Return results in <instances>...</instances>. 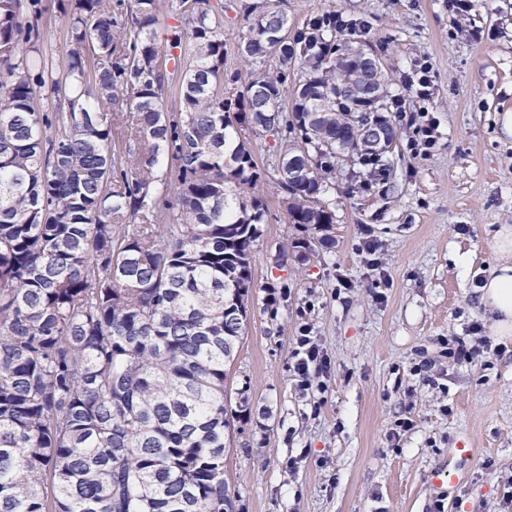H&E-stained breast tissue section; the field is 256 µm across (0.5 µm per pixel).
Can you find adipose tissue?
<instances>
[{
  "mask_svg": "<svg viewBox=\"0 0 512 512\" xmlns=\"http://www.w3.org/2000/svg\"><path fill=\"white\" fill-rule=\"evenodd\" d=\"M502 260L479 289L480 302L495 317L502 336L512 335V226L503 225L496 234Z\"/></svg>",
  "mask_w": 512,
  "mask_h": 512,
  "instance_id": "adipose-tissue-1",
  "label": "adipose tissue"
}]
</instances>
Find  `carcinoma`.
Returning <instances> with one entry per match:
<instances>
[{"label":"carcinoma","mask_w":512,"mask_h":512,"mask_svg":"<svg viewBox=\"0 0 512 512\" xmlns=\"http://www.w3.org/2000/svg\"><path fill=\"white\" fill-rule=\"evenodd\" d=\"M281 2L240 0L248 76L228 90L223 0H68L60 80L22 0H0V512H235L227 366L268 210L243 197L263 171L241 134L298 157L277 170L289 223L327 244L336 153L362 165L361 131L392 123L391 94L347 93L346 22L310 18L268 69L291 28ZM164 6L191 33L162 49ZM60 92L68 110L48 111ZM122 117L136 147L118 161Z\"/></svg>","instance_id":"carcinoma-1"}]
</instances>
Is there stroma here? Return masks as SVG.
<instances>
[{"label":"stroma","instance_id":"35a3bbf8","mask_svg":"<svg viewBox=\"0 0 512 512\" xmlns=\"http://www.w3.org/2000/svg\"><path fill=\"white\" fill-rule=\"evenodd\" d=\"M239 2L224 0L228 79L246 73ZM42 4L40 44L64 61L68 17L60 0ZM287 9L296 30L328 9L363 23L356 38L385 57L402 102L392 116L401 136L368 186L337 162L324 197L332 245L312 242L305 259L280 265L275 254L301 231L281 202L276 137L250 138L264 168L255 192L269 210L252 253L247 331L229 370L228 397L242 409L224 477L237 512H436L439 503L445 512H512V335H497L475 293L502 259L496 230L512 225V137L501 123L512 113V0H472L461 16L448 0H288ZM422 58L439 124L428 156L409 148L418 104L402 83ZM368 237L376 254L359 248ZM459 253L469 267L456 264ZM305 322L331 361L324 391L310 395L288 370ZM461 339L492 350L449 358ZM402 418L410 430H397ZM466 436L482 455H454Z\"/></svg>","mask_w":512,"mask_h":512}]
</instances>
